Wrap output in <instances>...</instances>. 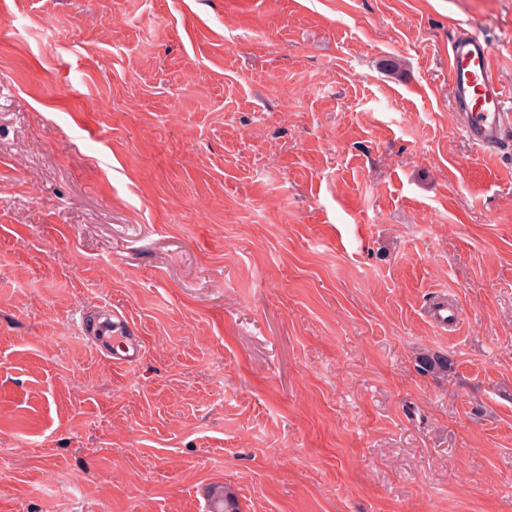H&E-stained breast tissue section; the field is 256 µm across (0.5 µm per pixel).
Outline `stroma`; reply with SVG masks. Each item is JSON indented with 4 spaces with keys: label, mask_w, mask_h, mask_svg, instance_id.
<instances>
[{
    "label": "stroma",
    "mask_w": 512,
    "mask_h": 512,
    "mask_svg": "<svg viewBox=\"0 0 512 512\" xmlns=\"http://www.w3.org/2000/svg\"><path fill=\"white\" fill-rule=\"evenodd\" d=\"M458 26L512 89V0H0V512H512V150L451 110ZM85 336H92L90 346L113 365L130 367L139 363L143 353V341L131 336V329L123 314L107 312L87 323Z\"/></svg>",
    "instance_id": "35a3bbf8"
}]
</instances>
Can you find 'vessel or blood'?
I'll list each match as a JSON object with an SVG mask.
<instances>
[{
    "mask_svg": "<svg viewBox=\"0 0 512 512\" xmlns=\"http://www.w3.org/2000/svg\"><path fill=\"white\" fill-rule=\"evenodd\" d=\"M453 82L452 107L468 141L485 151L512 146V97L491 71L485 43L474 34L457 36L448 50ZM91 346L112 364L130 367L143 353L140 337L131 333L120 313H104L83 328Z\"/></svg>",
    "mask_w": 512,
    "mask_h": 512,
    "instance_id": "vessel-or-blood-1",
    "label": "vessel or blood"
}]
</instances>
